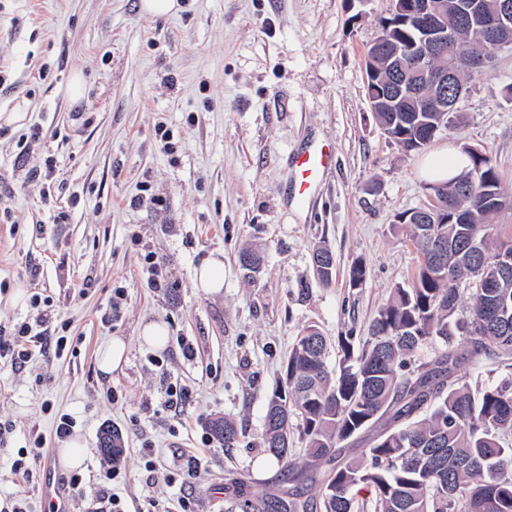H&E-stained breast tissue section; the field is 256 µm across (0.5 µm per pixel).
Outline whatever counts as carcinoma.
Wrapping results in <instances>:
<instances>
[{"mask_svg": "<svg viewBox=\"0 0 512 512\" xmlns=\"http://www.w3.org/2000/svg\"><path fill=\"white\" fill-rule=\"evenodd\" d=\"M382 26L377 41L402 47L415 37L410 23ZM495 46L466 23L455 26L448 52L425 53L424 61L404 57L406 68L424 64L450 68L455 81L479 76L472 60ZM366 75L376 80L382 100L376 116L407 152L417 122L440 131L460 121L457 111L429 110L426 87L406 112H389L387 54L367 52ZM479 170L466 189L458 178L428 185L443 204L465 217L462 224L438 223L439 213L400 215L396 227L408 231L421 259L407 288H396L360 343L350 333L336 336L338 367L330 369L328 343L314 326L289 351L280 387L269 399L262 443L267 455L300 484H321L320 498L294 490L288 499L237 494L240 512H355L356 495L372 496L374 512H512V239L495 236L491 217L500 210L501 177L488 153L470 158L466 173ZM496 279L499 286L487 288ZM468 281L472 305L457 317L459 284ZM464 336L466 354L453 347ZM441 344L434 358L416 363L415 351ZM493 356L503 379L471 386L462 360ZM224 447L240 439L226 418L210 422ZM368 434L365 447L350 456L341 443ZM304 443V467L293 453L294 435ZM328 470H320L322 465Z\"/></svg>", "mask_w": 512, "mask_h": 512, "instance_id": "1", "label": "carcinoma"}]
</instances>
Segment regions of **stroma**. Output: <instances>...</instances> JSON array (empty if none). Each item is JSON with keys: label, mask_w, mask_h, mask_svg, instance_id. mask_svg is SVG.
<instances>
[{"label": "stroma", "mask_w": 512, "mask_h": 512, "mask_svg": "<svg viewBox=\"0 0 512 512\" xmlns=\"http://www.w3.org/2000/svg\"><path fill=\"white\" fill-rule=\"evenodd\" d=\"M141 0H0V113L24 108L19 125L0 126V333L33 323V293L50 298L53 325L67 324L72 351L34 352L22 367L0 363V497L26 493L27 512H47L44 483L65 487L72 472L31 461L12 470L22 448L75 421L87 449L79 472L98 485L106 462L103 427L121 431L128 475L118 493L128 512H231L236 481L252 496H286L293 484L267 465L264 416L296 336L316 326L365 340L394 288L408 286L419 253L391 226L430 202L426 159L476 148L492 156L506 205L493 219L512 238V45L469 81L458 126L419 152L404 151L378 123L365 93V55L390 0H180L154 17ZM81 74L84 92L67 87ZM40 129L29 157L20 146ZM169 147H162L161 132ZM331 146L334 163L309 206L297 209L288 164L311 143ZM55 161L51 176L34 166ZM257 249L244 268L242 248ZM335 271L314 272L316 248ZM160 264L155 288L143 268ZM224 286L195 280L212 258ZM367 267L350 287L349 267ZM126 298L104 322L116 289ZM161 322L167 344L144 343L142 327ZM122 337L128 362L109 375L100 348ZM193 343L185 359L179 342ZM189 393L167 411L161 371ZM236 422L238 447L204 442L210 421ZM150 449L147 474L141 449ZM199 474L184 475L190 456Z\"/></svg>", "instance_id": "35a3bbf8"}]
</instances>
